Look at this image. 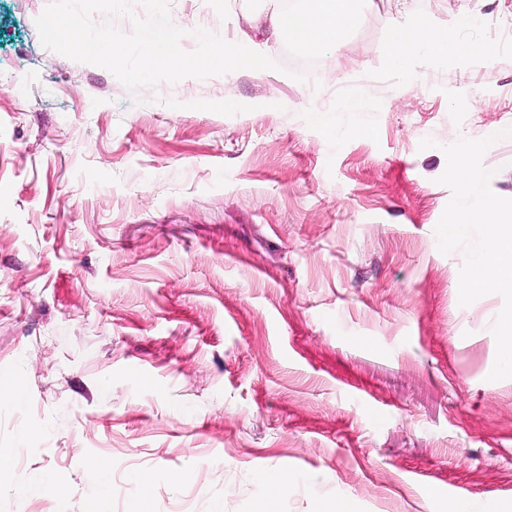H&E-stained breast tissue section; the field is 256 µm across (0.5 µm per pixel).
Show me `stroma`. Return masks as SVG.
Listing matches in <instances>:
<instances>
[{
    "label": "stroma",
    "mask_w": 512,
    "mask_h": 512,
    "mask_svg": "<svg viewBox=\"0 0 512 512\" xmlns=\"http://www.w3.org/2000/svg\"><path fill=\"white\" fill-rule=\"evenodd\" d=\"M279 4L0 0V512H512L504 300L460 306L435 234L442 145L512 129V0H375L311 69L272 41L264 74L130 75L156 15L194 56ZM469 9L492 59L389 68L390 17ZM62 10L124 71L48 42ZM484 163L512 199V138Z\"/></svg>",
    "instance_id": "stroma-1"
}]
</instances>
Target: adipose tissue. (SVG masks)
<instances>
[{"label":"adipose tissue","instance_id":"ef3b65f1","mask_svg":"<svg viewBox=\"0 0 512 512\" xmlns=\"http://www.w3.org/2000/svg\"><path fill=\"white\" fill-rule=\"evenodd\" d=\"M373 0H302L289 8L256 15L251 29L231 44H209L198 57H187L181 43L163 22L157 21L141 32L147 46L139 72L151 75L179 70L187 74L204 71H229L245 67L264 73L274 66L263 49V39L287 43L304 54L316 56L330 45L345 46L353 29ZM48 33L50 37L83 56L108 57L113 66L122 67L121 47L109 36L92 39L74 33L66 16H58ZM493 48L484 42H461L439 26L427 12L411 21H392L387 30V62L396 71L413 72L421 60H444L455 55L472 59L491 57Z\"/></svg>","mask_w":512,"mask_h":512}]
</instances>
